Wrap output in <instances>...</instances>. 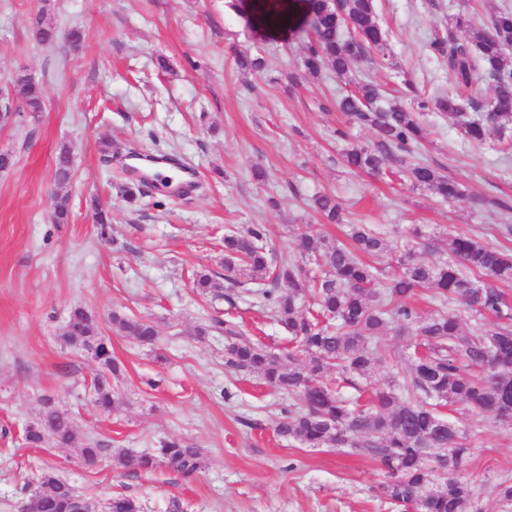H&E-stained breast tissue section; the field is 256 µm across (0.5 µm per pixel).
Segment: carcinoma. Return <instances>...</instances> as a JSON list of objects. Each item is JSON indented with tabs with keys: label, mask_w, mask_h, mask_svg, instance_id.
Instances as JSON below:
<instances>
[{
	"label": "carcinoma",
	"mask_w": 512,
	"mask_h": 512,
	"mask_svg": "<svg viewBox=\"0 0 512 512\" xmlns=\"http://www.w3.org/2000/svg\"><path fill=\"white\" fill-rule=\"evenodd\" d=\"M300 13L285 9L275 14L256 0H232L231 8L253 28L276 25L305 34L300 65L317 76L326 69L351 88L336 99V110L350 122L374 131L372 141L341 153V163L374 176L398 173L416 188H427L452 201L462 195L460 184L429 161H413L424 138L421 116L437 111L473 143H482L490 131L512 130V6H503L484 25L471 11L453 14L448 27L433 34L429 48L448 68L454 91L428 95L409 78L402 95L409 106L389 100L373 83H355L354 68L385 59L387 35L377 20L376 0H298ZM35 40H58L48 8L32 20ZM237 65L244 72L265 68V59L240 52ZM493 96L481 98L480 81ZM18 110L43 111L45 89H36L19 76L10 80ZM70 150L61 146L54 160V180H72ZM121 191L129 202L143 195L142 182L126 178ZM313 207L329 222L342 223L341 208L328 194L313 198ZM345 244L325 235L300 233L297 256L273 267L259 224L224 235V280L251 284L244 292L257 297L273 320L290 334L288 351L275 352L247 335L229 320H211L198 334L224 331V364L261 376L292 400L279 422L278 434L307 448H359L376 458L386 471L380 493L401 512H470L474 491L461 475L467 456V436L448 420L442 409L460 405L467 413L506 423L512 418V305L496 283L512 282V250L492 247L467 235L448 234L427 242L448 255L430 262L403 252L397 269L386 276L368 261L398 251L389 239L366 224L348 225ZM427 289L438 309L423 316L411 304L417 289ZM461 306L474 322L466 332L461 316L447 307ZM117 331L142 345L155 344L159 331L146 320L114 313ZM409 336L413 352L404 366L392 361L383 337L388 332ZM64 342L71 348H89L102 339L92 316L73 308ZM99 371L92 380L94 401L104 412L124 403L110 379L123 371L112 355V345L99 344ZM336 369L335 384L324 374ZM380 368L399 371L401 394L378 388L364 398L360 381ZM350 387L357 395L347 397ZM76 432L70 416L47 403L37 425L27 429V443L69 445ZM117 463L130 471L163 465L185 478L202 468L201 450L171 439L158 455L132 457L120 451ZM442 483L435 482L437 472ZM27 503L31 512H69L75 495L67 481L41 474L31 483ZM112 512H140L132 497H112Z\"/></svg>",
	"instance_id": "carcinoma-1"
}]
</instances>
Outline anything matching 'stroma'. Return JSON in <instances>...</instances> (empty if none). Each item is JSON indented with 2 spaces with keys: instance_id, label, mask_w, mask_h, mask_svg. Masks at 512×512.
I'll use <instances>...</instances> for the list:
<instances>
[{
  "instance_id": "stroma-1",
  "label": "stroma",
  "mask_w": 512,
  "mask_h": 512,
  "mask_svg": "<svg viewBox=\"0 0 512 512\" xmlns=\"http://www.w3.org/2000/svg\"><path fill=\"white\" fill-rule=\"evenodd\" d=\"M464 3L377 0L388 59L361 65V77L391 95L407 77L431 95L450 91L448 69L428 44ZM40 5L0 0V88L26 71L48 93L43 112L0 123V151L15 161L0 171V512H17L29 477L42 471L99 501L130 495L141 512H396L379 496L385 472L375 457L277 435L287 396L258 375L228 369L222 335L196 330L228 318L275 349L287 348V331L249 298H213L193 278L205 270L223 282L230 227L264 225L276 263L292 255L301 232L341 237L311 208L318 193L336 198L345 223L375 225L402 244L418 225L431 238L449 230L512 247L501 209L512 205L505 140L493 134L470 145L447 117L428 113L421 153L463 191L445 202L399 178L337 165L346 145L367 144L372 133L337 112L340 82L331 71L290 84L302 35L254 32L228 0H52L61 39L44 46L29 28ZM74 29L83 41L72 51L64 37ZM247 50L266 59L263 71L237 67V52ZM161 57L168 70H159ZM339 127L347 141L337 140ZM63 145L74 176L61 187L53 171ZM139 154L155 157L160 180L145 184L133 209L118 172ZM255 164L266 169L265 182L252 178ZM63 195L69 221L57 224L55 199ZM94 198L111 213L105 237L92 222ZM75 306L89 311L124 366L113 382L124 402L107 414L87 388L98 370L93 355L61 339ZM115 311L155 322V345L113 329ZM45 397L71 416L73 445L25 443ZM461 426L476 512H512V501L498 496L512 485V428L481 416L463 417ZM169 438L202 450L195 477L163 468L136 474L110 456L118 448L150 452ZM93 441L108 454L89 469L80 450Z\"/></svg>"
}]
</instances>
